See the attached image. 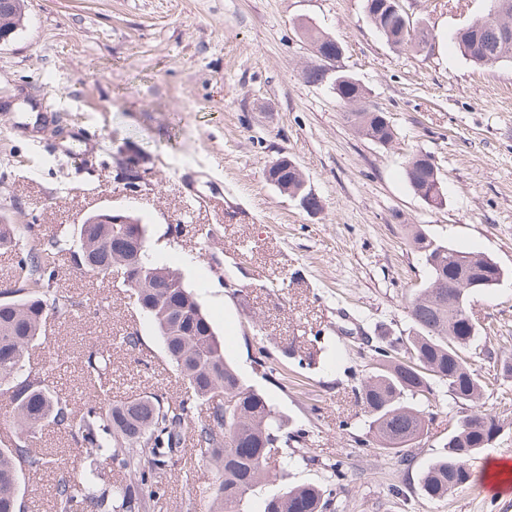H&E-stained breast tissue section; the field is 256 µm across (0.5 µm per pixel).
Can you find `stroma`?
I'll list each match as a JSON object with an SVG mask.
<instances>
[{
	"label": "stroma",
	"instance_id": "1",
	"mask_svg": "<svg viewBox=\"0 0 512 512\" xmlns=\"http://www.w3.org/2000/svg\"><path fill=\"white\" fill-rule=\"evenodd\" d=\"M413 22L433 29L432 49L390 47L363 0H30L24 26L0 44V211L37 236L72 238L101 208L140 218L155 261L177 270L209 317L240 377L306 439L288 450L290 485L342 480L329 512H512V486L486 493L480 482L448 498L427 497L424 471L441 453L461 405L445 394L424 403L425 435L403 455L368 445L356 387L368 342L408 332L406 305L428 279L406 244L420 225L440 241L481 251L506 272L474 295L473 320L486 333L476 363L512 336V61L476 68L453 36L486 15L488 0H404ZM341 46L319 62L302 25ZM328 76L307 82V68ZM365 89V105L386 113L395 141L361 137L331 87L336 72ZM15 112H54L62 135L46 150L11 133ZM94 149L86 162L63 156L73 131ZM137 154L147 175L130 186L121 157ZM430 154L447 202L428 206L404 176L413 154ZM293 160L323 209L312 215L265 179L279 157ZM54 289L86 315L47 320L32 355L61 356L54 375L83 408V355L112 345L111 400L182 390L152 322L129 289L80 273L62 257ZM139 331L152 363L127 355L120 338ZM270 353L279 377L255 360ZM512 375L498 376L485 409L501 435L470 462L512 461ZM79 473L82 448L45 429L33 441ZM217 470L180 457L153 512H210L202 488Z\"/></svg>",
	"mask_w": 512,
	"mask_h": 512
}]
</instances>
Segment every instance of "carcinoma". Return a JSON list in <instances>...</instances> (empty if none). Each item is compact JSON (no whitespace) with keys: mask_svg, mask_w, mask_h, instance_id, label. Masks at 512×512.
<instances>
[{"mask_svg":"<svg viewBox=\"0 0 512 512\" xmlns=\"http://www.w3.org/2000/svg\"><path fill=\"white\" fill-rule=\"evenodd\" d=\"M365 12L374 26H382L385 39L398 33L400 18L380 12L381 0H365ZM29 0H13L0 11V34H16L24 26ZM478 19L457 33L462 56L476 66L489 67L512 61V39H495L480 27ZM317 52L331 50V38L305 29ZM334 90L339 99L357 107L348 119L365 138L388 145L394 128L383 114L359 107L364 88L353 77L336 74ZM425 155L416 153L407 161L405 177L414 192L429 206L446 202L442 182L427 170ZM276 182L293 194L301 185L289 168L276 171ZM78 248L68 240H39L29 249L20 247V228L0 215V247L9 244L19 251L12 285L0 290V392L12 405L16 438L0 448V512H23L21 471L25 466L44 468L52 458L38 454L32 439L50 427L62 431L85 449L89 465L73 478L57 464L54 512H146L149 502L165 493L168 470L185 447V429L192 428L200 460L220 472L217 484L206 490L212 512H242V505L261 480L281 483L287 475V458L278 449L300 443L304 433L285 431L275 405L246 384L224 355L213 324L183 284L140 288L137 303L161 337L165 355L183 384L184 396L167 400L158 394L127 397L116 403L90 402L76 412L54 385L49 371L60 359L38 368L28 360L29 348L41 340L47 319H66L75 311L70 297L51 289L59 256L91 265L87 273L105 278L112 274V252L122 242L112 238L110 224H82ZM409 245L429 270L423 288L407 306V335L383 341L372 349L371 367L360 380L357 393L368 418V430L384 453L401 452L424 433L426 415L421 403L444 391L457 403L469 407L449 432L443 452L424 472L421 489L430 498L445 499L471 481L463 466L501 434L498 416L479 409L492 382L470 354L479 340V328L468 306L473 294L499 284L505 272L497 262L480 252L455 249L412 226ZM132 279L149 278L159 267L143 245L132 257ZM461 270L480 280L474 287L462 285ZM83 385L91 397L112 390V360L91 351L84 360ZM206 406L204 414L195 411ZM129 474L117 482L105 478L103 466ZM337 488L284 486L264 502L263 512H326Z\"/></svg>","mask_w":512,"mask_h":512,"instance_id":"1","label":"carcinoma"}]
</instances>
